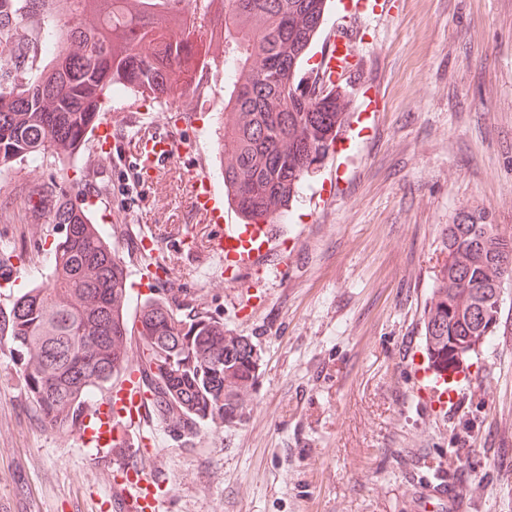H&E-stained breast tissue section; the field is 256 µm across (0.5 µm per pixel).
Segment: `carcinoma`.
I'll return each mask as SVG.
<instances>
[{
  "label": "carcinoma",
  "instance_id": "1",
  "mask_svg": "<svg viewBox=\"0 0 512 512\" xmlns=\"http://www.w3.org/2000/svg\"><path fill=\"white\" fill-rule=\"evenodd\" d=\"M185 0H0V173L49 161L60 176L24 186L22 224H54L51 277L0 311L26 393L44 426L63 431L85 400L112 382L138 336L155 413L189 439L205 426L243 420L237 390L255 384L247 336L145 302L129 321L119 256L67 172L108 94L171 97L178 75L224 56V200L243 224H273L329 154L345 118L347 86L303 87L309 46L328 0H207L222 17L223 53L208 60L180 39ZM147 43L151 53L140 52ZM448 263L433 286L423 335L430 359H463L497 335L500 292L512 271V236L466 215L445 232Z\"/></svg>",
  "mask_w": 512,
  "mask_h": 512
}]
</instances>
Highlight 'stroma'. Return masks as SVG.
Here are the masks:
<instances>
[{
  "label": "stroma",
  "mask_w": 512,
  "mask_h": 512,
  "mask_svg": "<svg viewBox=\"0 0 512 512\" xmlns=\"http://www.w3.org/2000/svg\"><path fill=\"white\" fill-rule=\"evenodd\" d=\"M354 49L346 120L333 152L305 182L282 223L295 244L284 273L251 288L224 278L213 254L192 255L180 236L193 221L183 173L198 153L223 186V108L202 114L188 154L140 188L124 164L86 143L69 172L95 193L94 213L125 272L143 236H156L167 282L128 291L129 316L146 298L223 323L249 337L259 377L242 397L244 420L189 441L152 420L140 461L171 492L157 512H448L426 497L450 482L465 512H512V277L504 282L505 333L471 353L466 399L441 414L419 402L407 363L423 348L431 287L448 258L447 225L462 212L512 234V0H391L366 21ZM377 102L365 132L364 98ZM200 97L143 102L112 94L102 111L125 143L171 111L200 112ZM52 166L0 175V254H13L23 286L45 281L59 229L16 224L22 181ZM470 457L459 481L450 459ZM112 462L91 461L74 430L46 429L27 398L9 346L0 343V512H111Z\"/></svg>",
  "instance_id": "obj_1"
}]
</instances>
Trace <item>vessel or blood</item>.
I'll return each mask as SVG.
<instances>
[{
	"label": "vessel or blood",
	"mask_w": 512,
	"mask_h": 512,
	"mask_svg": "<svg viewBox=\"0 0 512 512\" xmlns=\"http://www.w3.org/2000/svg\"><path fill=\"white\" fill-rule=\"evenodd\" d=\"M357 25V15H346L330 29L314 71L323 85H341L358 69L360 60L353 49ZM180 147L179 132L142 133L130 152L139 183L146 186L157 183L162 163L174 160ZM186 176L202 188L201 193L189 195V208L197 218L219 228L217 236L199 244V251L219 253L227 271L263 274L264 256L283 246L281 233L270 224L224 223L223 199L214 192L205 172L191 169ZM127 364L130 373L113 388L107 409H88L77 429V437L83 447L90 449L92 458L103 454L112 456V502L116 512H155L159 501L167 496L168 488L164 480L149 475L136 461L139 449L151 443L145 433L152 417L151 398L139 382V358L130 357ZM412 371L417 395L442 410L455 407L472 384L470 368L461 361L436 366L422 357L413 363Z\"/></svg>",
	"instance_id": "obj_1"
}]
</instances>
